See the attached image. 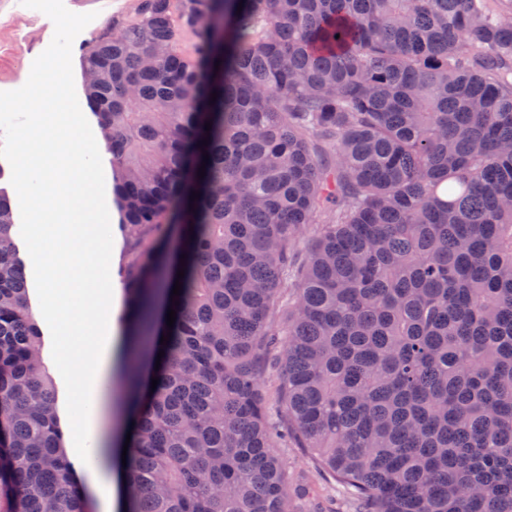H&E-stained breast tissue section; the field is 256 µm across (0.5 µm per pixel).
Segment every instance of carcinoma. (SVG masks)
<instances>
[{
  "instance_id": "carcinoma-1",
  "label": "carcinoma",
  "mask_w": 512,
  "mask_h": 512,
  "mask_svg": "<svg viewBox=\"0 0 512 512\" xmlns=\"http://www.w3.org/2000/svg\"><path fill=\"white\" fill-rule=\"evenodd\" d=\"M83 71L130 244L120 512H295L256 368L285 288L281 400L353 512H512V0H138ZM42 347L0 190V512H93Z\"/></svg>"
}]
</instances>
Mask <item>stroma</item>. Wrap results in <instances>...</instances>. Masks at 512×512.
<instances>
[{"label": "stroma", "instance_id": "1", "mask_svg": "<svg viewBox=\"0 0 512 512\" xmlns=\"http://www.w3.org/2000/svg\"><path fill=\"white\" fill-rule=\"evenodd\" d=\"M137 0H0V167L11 169L17 134L28 123L25 107L27 89L46 56L59 55L66 69L61 86L75 112L81 114L90 146L96 152L93 165L110 169V155L98 144L95 118L86 109L83 84L82 49L113 16L134 10ZM93 192L104 202L108 219L98 225L97 235L107 244L105 275L112 288H120L119 270L125 256L124 237L118 230L117 210L112 202V183L101 180ZM43 359L63 394V409L75 410L71 374L58 343L56 325L41 320ZM281 346L263 352L257 362L267 402V419L277 435L275 451L283 461L291 482L300 484L297 512H351L344 496L317 474L307 449L287 440L288 417L278 404Z\"/></svg>", "mask_w": 512, "mask_h": 512}]
</instances>
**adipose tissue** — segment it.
<instances>
[{"instance_id":"adipose-tissue-1","label":"adipose tissue","mask_w":512,"mask_h":512,"mask_svg":"<svg viewBox=\"0 0 512 512\" xmlns=\"http://www.w3.org/2000/svg\"><path fill=\"white\" fill-rule=\"evenodd\" d=\"M29 104L32 112L18 136L14 170L16 194L31 223L47 229L32 241L31 261L34 269L43 271L47 290L38 311L68 327L74 395L88 408L98 401L102 380L123 369L127 341L117 332L118 297L102 289L103 272L79 268L86 249L82 226L90 206L92 172L90 156L81 147L83 132L63 117L69 109L67 96L48 91L43 82L31 86ZM92 287L102 294L87 328L81 318ZM127 432L126 422H119L101 451L102 471L83 472V483L100 500L102 512L119 508L118 476L112 468L121 462Z\"/></svg>"}]
</instances>
